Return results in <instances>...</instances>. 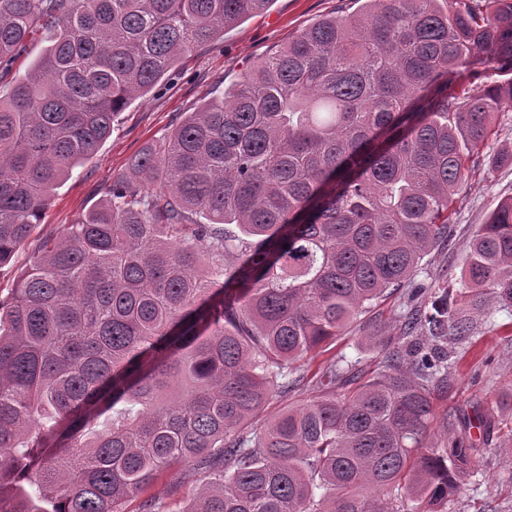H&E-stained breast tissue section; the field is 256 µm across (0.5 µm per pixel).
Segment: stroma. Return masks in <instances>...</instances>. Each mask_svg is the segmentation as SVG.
<instances>
[{
    "instance_id": "1",
    "label": "stroma",
    "mask_w": 512,
    "mask_h": 512,
    "mask_svg": "<svg viewBox=\"0 0 512 512\" xmlns=\"http://www.w3.org/2000/svg\"><path fill=\"white\" fill-rule=\"evenodd\" d=\"M353 0H272L269 9L250 17L184 58L169 76L134 100L112 124L97 153L75 168L56 188L35 230L57 236L67 224L99 205L113 179L130 159L163 139L183 117L204 101L223 95L260 57L287 45L310 23L354 10ZM502 137L478 154L477 172L457 197L452 232L444 246L424 258L417 281L434 282L442 268L460 267L474 231L488 213L512 196V165L489 168L488 159L512 142V110L500 113ZM475 345L458 346L461 360L438 409L481 403L494 417L488 440L480 442L477 467L449 498L444 512H512V308L486 306L477 313ZM199 478L198 471L177 465L163 472L145 492L124 505L140 512L155 496L180 512Z\"/></svg>"
}]
</instances>
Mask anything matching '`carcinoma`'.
<instances>
[{
    "mask_svg": "<svg viewBox=\"0 0 512 512\" xmlns=\"http://www.w3.org/2000/svg\"><path fill=\"white\" fill-rule=\"evenodd\" d=\"M271 0H0V504L124 512L172 465L179 512H435L491 415L434 399L473 314L512 307V197L463 288L419 284L345 357L343 336L448 239L472 157L512 109V0H359L258 61L135 155L99 206L32 238L59 183L195 48ZM312 396L252 426L271 399ZM439 433L442 443L430 441ZM48 45L46 33L40 27H35L34 32L26 41V46L16 56L7 74H3L0 79V91L3 93L5 85H10L11 82L24 78L30 69L33 67L34 62L42 54L45 46ZM29 251L27 248L20 249L10 261V263L0 268V298L4 299L8 296L10 288L19 276L20 272L27 264ZM365 319V317H362L361 319L360 330H358L359 327L357 326L356 331H352L346 336L338 337L336 342L329 346L328 350L330 351L319 355L314 360H311L309 362L310 364H306L308 362L306 361L303 366L304 371L311 370V372H313L321 360L335 353L336 355H345L348 361L354 362L359 360L361 361L360 364L361 366L363 365V367L370 366V368H373L376 360L374 358L375 352L366 349L358 340V336H364V331L369 329V323H365ZM202 474L193 467L177 465L164 471L157 480L144 492L133 496L124 504L125 512H139L143 502L152 496L163 499L171 505L170 510L183 507L188 493L195 487Z\"/></svg>",
    "mask_w": 512,
    "mask_h": 512,
    "instance_id": "cac0c4a2",
    "label": "carcinoma"
}]
</instances>
